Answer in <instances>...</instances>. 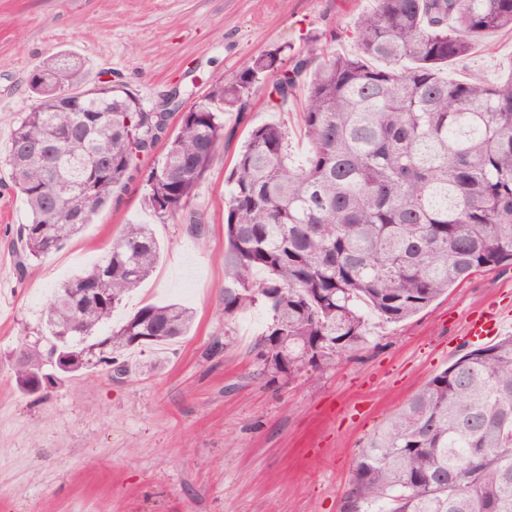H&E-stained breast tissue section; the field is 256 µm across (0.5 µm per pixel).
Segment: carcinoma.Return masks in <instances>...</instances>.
<instances>
[{"label":"carcinoma","instance_id":"carcinoma-1","mask_svg":"<svg viewBox=\"0 0 512 512\" xmlns=\"http://www.w3.org/2000/svg\"><path fill=\"white\" fill-rule=\"evenodd\" d=\"M503 28H512V0H374L350 33L353 52L329 53L313 38L283 69L280 51H268L187 109L190 91L174 90L159 112L118 84L74 90L81 60L54 55L30 74L36 102L8 146L31 214L18 268L54 254L85 228L82 216L137 179L159 220L201 233L190 203L224 141V112H244L259 90L270 111L283 112L302 88L301 164H289L288 131L276 122L254 126L235 156L224 317L257 302L268 308L259 360L270 381L324 371L367 344V314L403 322L477 272L512 265V57L501 79L444 75ZM33 142L48 151L28 152ZM161 145L158 163L141 169ZM158 259L149 225L127 224L90 269L54 288L45 332L10 354L18 389L31 394L29 375L64 334L78 365L61 384L99 366L125 374L119 359L135 336L163 345L187 335L193 312L180 303H147L112 322ZM92 288L108 289L111 305L90 299ZM353 469L345 512L373 500L384 512H512V336L435 375Z\"/></svg>","mask_w":512,"mask_h":512}]
</instances>
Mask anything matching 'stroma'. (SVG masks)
I'll return each instance as SVG.
<instances>
[{
  "label": "stroma",
  "instance_id": "stroma-1",
  "mask_svg": "<svg viewBox=\"0 0 512 512\" xmlns=\"http://www.w3.org/2000/svg\"><path fill=\"white\" fill-rule=\"evenodd\" d=\"M372 0H0V153L32 107L27 79L49 56L84 64L81 89L125 84L145 106L170 87L191 106L212 84L279 50L282 61L319 38L344 39ZM512 30L490 33L449 65L462 79L499 73ZM300 106L272 112L255 93L246 112L224 115L227 136L191 202L206 232L160 221L131 182L77 236L25 277L15 270L18 228L29 214L0 162V512H343L353 465L408 397L474 343L467 319L512 307V266L481 271L399 324L369 316V343L320 373L268 382L257 341L264 304L224 319V199L235 155L256 124L288 129L294 161L308 145ZM147 224L160 246L152 275L115 312L179 302L191 332L164 347L125 354L126 372L99 367L36 398L16 386L8 352L43 325L53 288L89 268L127 224ZM232 338H225V330ZM221 351H214L217 342Z\"/></svg>",
  "mask_w": 512,
  "mask_h": 512
}]
</instances>
